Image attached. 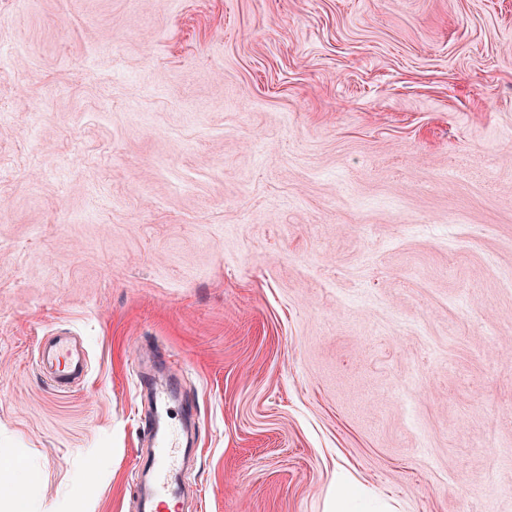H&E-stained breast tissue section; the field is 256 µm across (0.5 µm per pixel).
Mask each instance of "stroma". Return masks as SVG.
Here are the masks:
<instances>
[{
  "instance_id": "1",
  "label": "stroma",
  "mask_w": 512,
  "mask_h": 512,
  "mask_svg": "<svg viewBox=\"0 0 512 512\" xmlns=\"http://www.w3.org/2000/svg\"><path fill=\"white\" fill-rule=\"evenodd\" d=\"M89 361L54 394L37 342ZM512 512V0H0V459L138 512ZM172 391L167 385H155L152 399L156 407L164 409L168 421L163 427L145 424L143 435L150 442L143 468L151 476L149 489L150 512H166L180 506L183 496L177 481V469L183 452L184 427L170 422L176 419L170 406Z\"/></svg>"
}]
</instances>
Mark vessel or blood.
Wrapping results in <instances>:
<instances>
[{
  "instance_id": "vessel-or-blood-1",
  "label": "vessel or blood",
  "mask_w": 512,
  "mask_h": 512,
  "mask_svg": "<svg viewBox=\"0 0 512 512\" xmlns=\"http://www.w3.org/2000/svg\"><path fill=\"white\" fill-rule=\"evenodd\" d=\"M38 353L55 392H70L73 383L88 371L85 351L77 348L69 334L49 337L40 344ZM143 435L150 443L144 462L151 476L149 512H168L170 507L180 506L183 499L177 469L183 452L184 427L170 421L161 427L149 423L144 426Z\"/></svg>"
}]
</instances>
